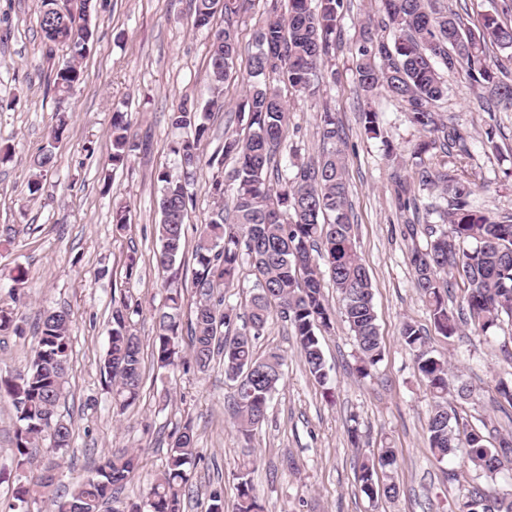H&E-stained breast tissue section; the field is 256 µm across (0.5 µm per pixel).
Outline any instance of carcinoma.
Listing matches in <instances>:
<instances>
[{"label":"carcinoma","mask_w":512,"mask_h":512,"mask_svg":"<svg viewBox=\"0 0 512 512\" xmlns=\"http://www.w3.org/2000/svg\"><path fill=\"white\" fill-rule=\"evenodd\" d=\"M248 0H194V24L211 28L216 17L224 26L214 32L208 76L214 96L202 107L180 104L170 115L171 126L190 134L173 141L177 173L158 172L160 242L157 269L170 271L185 247L184 221L193 204L189 186L214 159H205L202 145L209 137L207 117L224 108L221 87L231 76L239 53L236 27ZM269 0L267 16L255 31L257 52L249 58L252 78L239 113L247 114L245 133L224 130L222 158L234 166L212 177L208 192L214 207L193 249L192 286L199 295L187 326L189 352L182 339V296L168 289L156 315L152 355L157 368L169 370L186 360L204 371L221 359L224 373L233 382L229 410L236 432L251 441L267 417L268 403L283 376V356L276 351L263 355L255 341L264 334L272 307L293 329L300 355L309 374L319 384L328 382L322 333L332 327V312L324 297L320 266L340 294L343 315L357 348L356 371L367 375L384 357L371 277L360 255L354 234L352 206L346 178V157L341 145L342 128L336 113H319L318 127L326 151L299 166L293 173L276 159L288 127L289 110L279 85L294 91L315 93L319 67L336 44L343 0ZM42 0L40 29L46 54L66 50V58L53 73L56 93L70 96L84 81L80 61L90 51L96 19L91 0ZM383 16L365 27L353 57L358 95L370 101L380 94L405 104L411 123L422 133L413 154L433 149L448 154L454 149L467 154L466 137L436 112L435 103L448 92L445 75L467 69L472 80L485 89L481 105L512 110V83L500 78L487 63V44L512 49V26L502 25L489 14L481 25L464 27L457 13L436 9L434 0H381ZM395 31L392 41L380 31ZM365 134L382 136L378 112H359ZM112 169L128 164L133 151L127 113H112ZM55 154L46 148L33 159L32 195L42 189V178L52 171ZM419 189H435L440 200L424 202L405 182H396L399 208L438 214L440 223L424 224L426 245L414 246L409 261L413 285L428 304L436 332L450 339L465 325H473L485 339L496 338L504 320L512 321V216L498 220L477 214L472 183L458 173L431 167L418 172ZM232 193L231 209L224 207ZM257 275L258 293L246 311L224 304V290L238 280L243 257ZM464 285L458 309L448 307V291ZM140 306L124 299L112 300L108 327L109 348L104 372L112 383L115 406L125 410L138 400L143 377L141 340L133 316ZM243 328L237 329V321ZM69 313L44 314L35 332V353L28 369L14 377L0 376V399L7 398L20 422L15 432L17 465L26 472L15 492L13 512H31L44 504L48 512H102L114 494L126 484L138 466L137 455L121 449L103 457L94 474L77 481L65 496L55 493L57 470L71 447V426L58 408L64 400L66 376L72 355ZM0 332L22 335L21 321L11 310L0 309ZM401 340L413 355L418 373L434 395L427 420L430 450L439 462L466 449L459 469L448 473L456 480L466 472L484 478L468 490L459 512H512V492H502L496 478L512 468V440L503 436L493 420L474 428L457 407L448 405V391L466 400L472 386L452 380L448 359L429 346L427 331L411 322L402 326ZM54 463L40 466L38 453ZM197 456L190 423L170 435L165 466L153 478L140 502L127 512H183L190 481L188 466ZM395 450L382 448L361 460V491L370 499L397 496L393 480ZM255 459L246 454L238 464L237 499L233 512H263L248 478Z\"/></svg>","instance_id":"1"}]
</instances>
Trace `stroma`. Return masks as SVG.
<instances>
[{
	"mask_svg": "<svg viewBox=\"0 0 512 512\" xmlns=\"http://www.w3.org/2000/svg\"><path fill=\"white\" fill-rule=\"evenodd\" d=\"M95 3L97 32L82 61L84 81L62 100L52 83L55 63L45 56L40 0H0V150L13 154L11 161L0 163V306L14 307L25 328L20 336L0 335V374L28 368L35 349L32 328L44 312L69 311L72 358L59 413L72 426L73 442L60 487L90 474L105 454L133 450L139 465L116 504L124 512L162 469L170 434L188 423L198 456L190 467L184 512H205L208 493L216 487L225 505L233 504L238 463L248 445L257 456L249 478L265 512H436L440 505L458 512L467 486L445 477L457 460L440 463L431 454L427 419L434 399L400 338L404 322L431 332L433 324L413 286L412 242L396 204L395 180L415 181L420 165L444 163L449 170H463L481 212L495 218L512 214V111H483L479 89L460 69L449 76L438 110L466 135L469 158L459 162L431 153L413 158L411 149L421 133L403 104L382 96L371 106L383 136L366 138L358 119L364 105L356 96L352 52L363 26L377 17L380 2L349 0L341 20L342 43L322 67L315 94L282 90L290 119L280 158L288 166L316 158L321 149L317 115L325 108L336 112L343 128L354 232L372 279L384 358L368 377L356 374L355 341L340 296L330 281H323L333 312V326L322 338L329 385L319 386L308 374L290 326L272 318L256 350L281 352L283 378L265 422L247 444L226 410L232 389L222 364L204 372L191 366L160 374L152 356L156 311L166 297L165 278L153 261L160 219L154 175L175 167L170 145L179 132L170 124V113L181 102L202 106L212 97L211 32L195 28L190 0ZM439 6L459 13L472 29L488 14L512 26V0H439ZM266 10V0H253L238 25L235 75L223 85V111L209 117L205 156H220L225 128L239 126L236 110L250 82L253 32ZM61 109L69 114L68 132L56 146L55 167L40 194L30 196V162L47 144ZM117 110L128 115L136 149L127 166L110 173V130ZM490 137L497 151L486 149ZM212 174L204 168L191 188L186 249L176 263V284L188 310L197 299L191 250L213 208L207 190ZM119 201L128 204L130 213L126 230L118 233L112 205ZM132 257L137 266L130 273L126 263ZM21 268L27 275L19 281L15 275ZM116 297L141 309L135 322L142 340V393L137 405L120 415L112 410V391L101 374ZM429 343L450 360L454 374L474 385V394L462 404L469 422L477 427L492 418L501 431L512 430V406L499 401L495 391L497 380L512 378V359L499 345L471 328L451 342L432 332ZM18 426L11 402L0 401V512L12 503L20 475L13 454ZM353 427L359 434L355 440L349 436ZM386 446L396 451L393 476L400 493L372 502L360 490L358 463Z\"/></svg>",
	"mask_w": 512,
	"mask_h": 512,
	"instance_id": "stroma-1",
	"label": "stroma"
}]
</instances>
